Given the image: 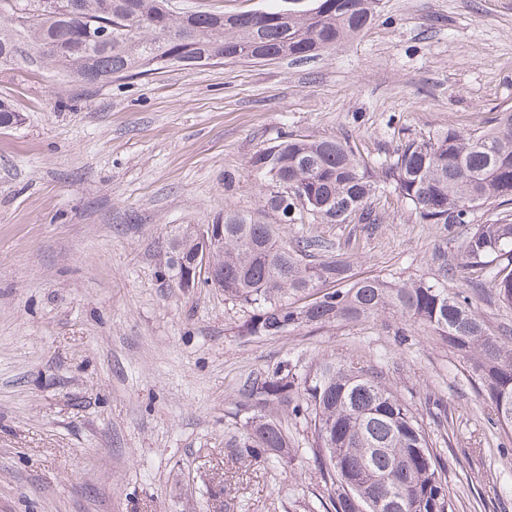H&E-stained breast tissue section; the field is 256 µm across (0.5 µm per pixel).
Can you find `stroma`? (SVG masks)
Instances as JSON below:
<instances>
[{
  "instance_id": "35a3bbf8",
  "label": "stroma",
  "mask_w": 512,
  "mask_h": 512,
  "mask_svg": "<svg viewBox=\"0 0 512 512\" xmlns=\"http://www.w3.org/2000/svg\"><path fill=\"white\" fill-rule=\"evenodd\" d=\"M23 120L0 129V512H333L293 418L289 464L242 466L244 384L287 363L372 365L423 418L448 461L456 512H512V433L488 414L467 363L397 314L246 336L248 308L162 275L178 230L263 210L250 167L286 134L350 137L370 161L512 105V0H379L360 35L308 60L185 68L87 88L20 61L0 73ZM233 174L225 188V174ZM366 229L287 224L352 254L359 276L428 278L448 245V285L487 281L450 231L395 196Z\"/></svg>"
}]
</instances>
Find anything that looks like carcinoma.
Listing matches in <instances>:
<instances>
[{
    "label": "carcinoma",
    "instance_id": "1",
    "mask_svg": "<svg viewBox=\"0 0 512 512\" xmlns=\"http://www.w3.org/2000/svg\"><path fill=\"white\" fill-rule=\"evenodd\" d=\"M67 11H45L41 0H0V57L15 65L30 50L43 66L84 85L156 71L168 65L199 67L219 60H269L283 49L308 59L359 35L372 22L377 0H311L313 15L290 13L266 23L255 13L168 11L167 0H56ZM112 30V42L90 40L85 28ZM13 101L0 96V128L21 124ZM264 207L285 224L311 219L381 224L371 198L389 190L425 224L447 231L467 224L473 209L512 205V106L471 132L455 128L397 146L370 164L347 138L289 134L250 160ZM469 263L493 267L496 301L512 306V221L479 224L461 244ZM201 250L197 228L169 244L163 273L177 276L178 260ZM509 262L500 266L498 258ZM430 279L401 282L357 278L350 257L308 236L290 239L278 224L224 213V244L210 253L213 279L199 284L252 309L246 336H280L303 326L366 320L391 311L430 330L468 363L494 422L512 431L499 404L512 402V336L489 332L477 311L483 288L448 289V245L432 258ZM238 413L243 432L232 452L243 463L275 455L288 462L282 417L305 422L307 448L334 512H455L445 463L431 448L422 421L385 381L383 372L353 359L325 358L303 374L288 365L245 385Z\"/></svg>",
    "mask_w": 512,
    "mask_h": 512
}]
</instances>
